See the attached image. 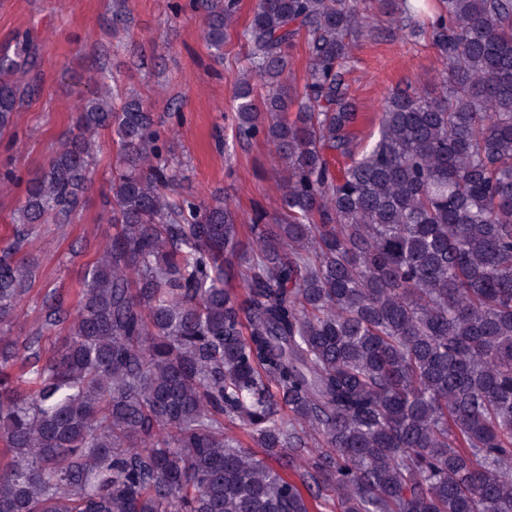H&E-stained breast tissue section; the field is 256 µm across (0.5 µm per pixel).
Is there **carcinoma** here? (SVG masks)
Masks as SVG:
<instances>
[{"label":"carcinoma","instance_id":"cac0c4a2","mask_svg":"<svg viewBox=\"0 0 512 512\" xmlns=\"http://www.w3.org/2000/svg\"><path fill=\"white\" fill-rule=\"evenodd\" d=\"M197 5L218 58L242 26L235 138L273 146L280 204L241 224L185 190L170 133L103 71L46 166L0 171L25 185L16 233L68 224L117 137L63 350L0 352V512H512V0H256L242 25L240 0ZM372 11L445 67L363 148L344 73ZM36 59L0 53V136ZM18 252L0 326L34 278Z\"/></svg>","mask_w":512,"mask_h":512}]
</instances>
